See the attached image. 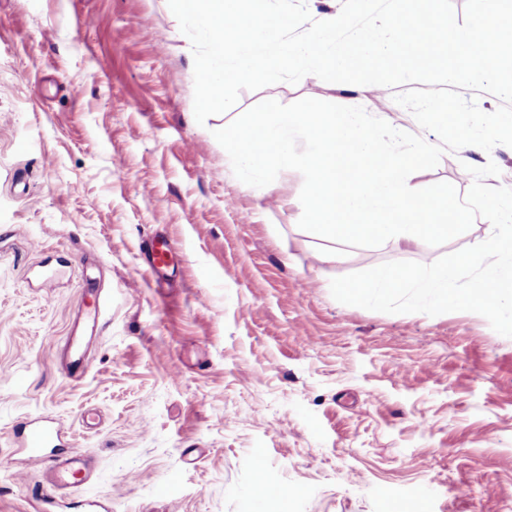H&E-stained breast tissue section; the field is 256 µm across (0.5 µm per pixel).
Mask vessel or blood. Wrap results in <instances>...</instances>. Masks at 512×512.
Listing matches in <instances>:
<instances>
[{
  "mask_svg": "<svg viewBox=\"0 0 512 512\" xmlns=\"http://www.w3.org/2000/svg\"><path fill=\"white\" fill-rule=\"evenodd\" d=\"M172 254L171 243L162 237L150 238L145 248V261L153 273L166 270ZM85 293L96 300L92 312L84 314L76 322L62 352L61 364L72 379H81L88 369V355L94 337L100 330L104 307L103 290L95 277L82 278ZM23 447L30 457L48 458L50 477L41 493L44 503L60 498L63 494L78 489L91 480L94 474L92 457L89 454L68 449L61 430L53 421L43 417L32 419L24 433Z\"/></svg>",
  "mask_w": 512,
  "mask_h": 512,
  "instance_id": "vessel-or-blood-1",
  "label": "vessel or blood"
}]
</instances>
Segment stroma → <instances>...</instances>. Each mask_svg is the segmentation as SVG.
<instances>
[{
  "label": "stroma",
  "instance_id": "1",
  "mask_svg": "<svg viewBox=\"0 0 512 512\" xmlns=\"http://www.w3.org/2000/svg\"><path fill=\"white\" fill-rule=\"evenodd\" d=\"M191 42L167 0H0V512L44 507L45 463L20 451L54 419L97 462L81 499L112 512H512V338L465 311L344 305L330 281L429 264L488 239L476 218L439 246L341 247L302 230L303 177L244 184L213 136L266 99L363 107L423 135L393 89L308 75L194 117ZM466 146L413 173L466 194ZM173 247L164 281L141 247ZM112 291L84 377L56 347L86 310L80 271Z\"/></svg>",
  "mask_w": 512,
  "mask_h": 512
}]
</instances>
